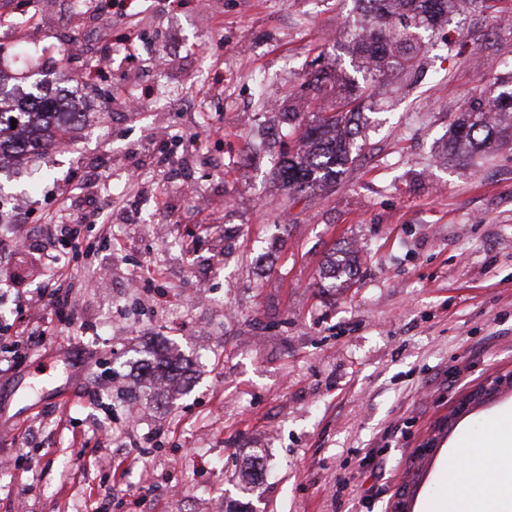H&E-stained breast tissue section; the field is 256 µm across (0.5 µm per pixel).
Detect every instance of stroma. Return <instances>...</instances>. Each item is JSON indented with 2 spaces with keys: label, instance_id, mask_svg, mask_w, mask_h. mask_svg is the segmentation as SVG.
I'll return each instance as SVG.
<instances>
[{
  "label": "stroma",
  "instance_id": "obj_1",
  "mask_svg": "<svg viewBox=\"0 0 512 512\" xmlns=\"http://www.w3.org/2000/svg\"><path fill=\"white\" fill-rule=\"evenodd\" d=\"M68 0L41 13L51 57L28 34L0 35V78L62 86L83 122L28 168L0 179V320L24 313L40 254L60 252L43 222L58 187L98 211L88 247L59 281L78 317L0 371V512H389L413 451L473 386L512 370V144L462 161L448 130L461 106L512 72L508 11L451 17L417 79L396 76L366 112V142L340 184L302 193L273 177L292 148L288 114L340 50L353 0H132L101 27L139 33L136 61L113 56L73 78L60 30ZM137 83L132 114L109 97ZM182 135L165 160L159 130ZM199 137L192 145L190 137ZM110 181L87 190L101 172ZM196 184L205 214L185 201ZM356 276L322 285L330 255ZM158 352L186 367L158 388L140 375ZM512 391L446 433L411 512L448 496L455 442L500 444ZM261 479L242 494L243 476Z\"/></svg>",
  "mask_w": 512,
  "mask_h": 512
}]
</instances>
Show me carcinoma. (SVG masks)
Instances as JSON below:
<instances>
[{
	"mask_svg": "<svg viewBox=\"0 0 512 512\" xmlns=\"http://www.w3.org/2000/svg\"><path fill=\"white\" fill-rule=\"evenodd\" d=\"M497 0H355L356 15L346 30L341 49L352 56L364 83L336 79L333 113L306 126L296 151L284 160L277 178L286 190L303 192L337 184L362 149L355 116L372 101L378 84L394 72L415 70L427 49L425 34L451 15L492 8ZM56 99L48 95L5 92L0 86V157L6 152L27 153L45 148L69 118L81 112L56 111ZM24 129L21 139L4 135L11 119ZM512 141V81L499 77L473 98L453 125L452 151L458 158ZM355 257L332 255L324 279L329 287L353 275Z\"/></svg>",
	"mask_w": 512,
	"mask_h": 512,
	"instance_id": "carcinoma-1",
	"label": "carcinoma"
}]
</instances>
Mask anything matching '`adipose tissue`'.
<instances>
[{
    "label": "adipose tissue",
    "instance_id": "adipose-tissue-1",
    "mask_svg": "<svg viewBox=\"0 0 512 512\" xmlns=\"http://www.w3.org/2000/svg\"><path fill=\"white\" fill-rule=\"evenodd\" d=\"M453 464L448 501L436 512H512V445L484 454L464 445L456 449Z\"/></svg>",
    "mask_w": 512,
    "mask_h": 512
}]
</instances>
